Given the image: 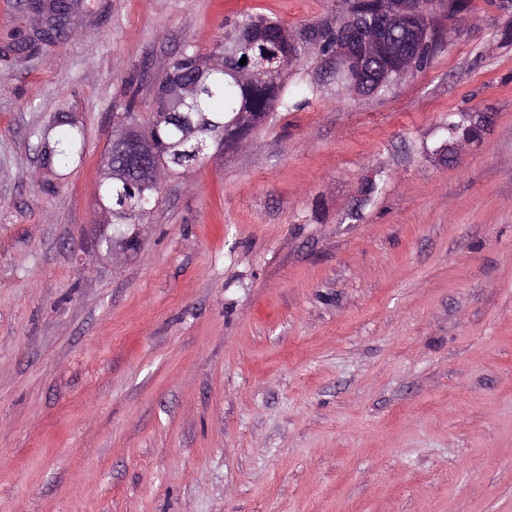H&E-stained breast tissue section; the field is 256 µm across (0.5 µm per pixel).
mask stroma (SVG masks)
<instances>
[{
  "mask_svg": "<svg viewBox=\"0 0 512 512\" xmlns=\"http://www.w3.org/2000/svg\"><path fill=\"white\" fill-rule=\"evenodd\" d=\"M502 2L383 94L337 95L307 39L342 0H90L0 57V512H512ZM246 14L317 94L168 179L137 251H97L114 103ZM63 101L87 152L59 181L33 132Z\"/></svg>",
  "mask_w": 512,
  "mask_h": 512,
  "instance_id": "35a3bbf8",
  "label": "stroma"
}]
</instances>
